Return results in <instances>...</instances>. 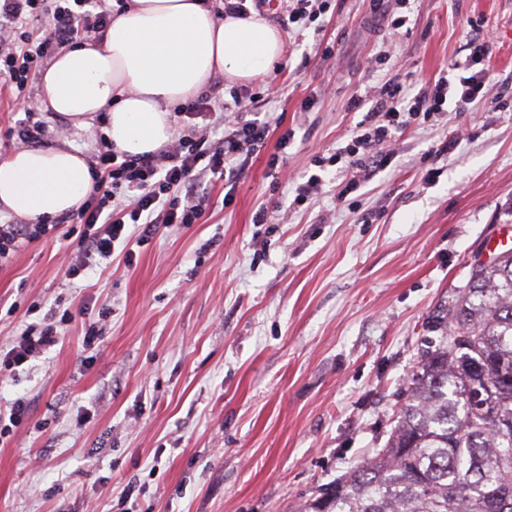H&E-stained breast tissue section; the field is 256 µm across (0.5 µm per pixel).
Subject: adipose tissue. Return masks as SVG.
I'll return each instance as SVG.
<instances>
[{
	"label": "adipose tissue",
	"mask_w": 512,
	"mask_h": 512,
	"mask_svg": "<svg viewBox=\"0 0 512 512\" xmlns=\"http://www.w3.org/2000/svg\"><path fill=\"white\" fill-rule=\"evenodd\" d=\"M282 53L280 32L258 17H219L205 0H133L101 40L43 69V106L75 129L102 118L117 151L150 154L174 136L173 104L218 75L252 81ZM90 182L89 164L72 146L18 149L0 161V212L45 222L75 210Z\"/></svg>",
	"instance_id": "ef3b65f1"
}]
</instances>
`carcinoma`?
Here are the masks:
<instances>
[{
  "label": "carcinoma",
  "instance_id": "cac0c4a2",
  "mask_svg": "<svg viewBox=\"0 0 512 512\" xmlns=\"http://www.w3.org/2000/svg\"><path fill=\"white\" fill-rule=\"evenodd\" d=\"M385 446L300 512H512V250L471 268Z\"/></svg>",
  "mask_w": 512,
  "mask_h": 512
}]
</instances>
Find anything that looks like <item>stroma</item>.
Listing matches in <instances>:
<instances>
[{"instance_id": "1", "label": "stroma", "mask_w": 512, "mask_h": 512, "mask_svg": "<svg viewBox=\"0 0 512 512\" xmlns=\"http://www.w3.org/2000/svg\"><path fill=\"white\" fill-rule=\"evenodd\" d=\"M385 9L334 0L306 28L283 30L275 82L249 84L267 93L270 125L295 131L279 173L266 166L273 130L232 204L223 182L207 183L200 223L160 231L135 267L118 249L103 274L68 284L77 224L0 266V350L55 300L85 311L35 367L0 371V405H28L0 443V512H295L383 447L442 334L439 311L473 261L512 237V0H411L396 41ZM477 22L489 40L486 98L397 134L390 166L350 202L334 197L344 176L332 166L326 192L292 207L312 157L345 146L365 115L353 96L395 75L418 92L465 60ZM29 104L62 129L40 88ZM62 131L85 156L100 146L98 128ZM447 138L454 148L435 153ZM430 169L439 176L427 184ZM273 202L275 228L254 223ZM93 321L101 338L88 347Z\"/></svg>"}]
</instances>
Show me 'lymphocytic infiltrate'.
Masks as SVG:
<instances>
[{
	"instance_id": "lymphocytic-infiltrate-1",
	"label": "lymphocytic infiltrate",
	"mask_w": 512,
	"mask_h": 512,
	"mask_svg": "<svg viewBox=\"0 0 512 512\" xmlns=\"http://www.w3.org/2000/svg\"><path fill=\"white\" fill-rule=\"evenodd\" d=\"M127 9L128 0H0V91L10 101H29L32 80L42 63L80 40L103 36L113 8ZM486 46L474 43L469 58L457 73L440 75L415 95H407L398 80L377 90L375 103L347 145L329 157L314 159L316 174L295 190L294 205L319 193V169L343 164L346 182L338 192L346 199L392 162L386 143L411 125L442 119L449 107L467 110L488 90ZM223 106L207 94L177 104L184 129L165 148L148 155H128L102 143L89 164L91 188L79 206L57 224H0V266L11 262L27 243L52 237L60 224H79L83 231L64 276L73 280L106 267L116 244L127 247V264H134L136 246L160 230L199 223L206 197L201 190L209 180L235 183L247 161L266 143L270 125L259 115L268 100L261 93L230 87ZM234 113L220 122L218 111ZM221 129L218 139L208 131ZM73 319L57 304L38 321L24 326L12 348L0 358L13 370L41 357L62 339L60 328Z\"/></svg>"
}]
</instances>
